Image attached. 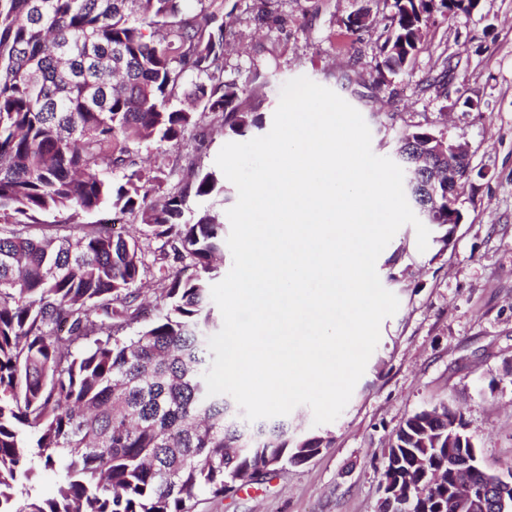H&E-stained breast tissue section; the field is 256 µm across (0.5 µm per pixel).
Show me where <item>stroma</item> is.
I'll return each mask as SVG.
<instances>
[{
    "mask_svg": "<svg viewBox=\"0 0 512 512\" xmlns=\"http://www.w3.org/2000/svg\"><path fill=\"white\" fill-rule=\"evenodd\" d=\"M393 0H226L228 76L267 83L244 100L273 117L282 85L305 76L363 116L374 154L391 156L396 135L442 128L470 146L472 173L454 234L433 224L426 251L402 226L376 270L400 302L343 413L312 423L308 406L287 417L296 435L328 440L308 462L277 469L236 492L202 497L194 512H379L382 461L399 425L445 404L462 413L482 466H512V0H478L468 15L428 22L404 73L390 74L380 47ZM365 16L361 26L349 19ZM229 138L205 117L197 136L145 141L149 174L175 185L189 166L213 171ZM450 235L447 248L437 240Z\"/></svg>",
    "mask_w": 512,
    "mask_h": 512,
    "instance_id": "stroma-1",
    "label": "stroma"
}]
</instances>
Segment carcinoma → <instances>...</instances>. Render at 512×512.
Segmentation results:
<instances>
[{
	"mask_svg": "<svg viewBox=\"0 0 512 512\" xmlns=\"http://www.w3.org/2000/svg\"><path fill=\"white\" fill-rule=\"evenodd\" d=\"M474 0H393L381 46L392 74L405 70L436 11L470 14ZM254 89L225 75L224 0H0V512H190L200 493L222 497L327 446L256 426L239 450L232 397L207 396L209 307L224 256V222L191 197L223 194L224 179L189 168L175 187L149 176L143 141H181L202 116L247 138L264 113L242 109ZM184 96L186 106L174 100ZM445 130L399 137L403 166L433 179L432 223L448 224V185L462 192L470 168L448 176L437 151ZM123 173L114 182L101 164ZM110 207L143 225L139 237L108 226L75 236L32 232L36 216ZM157 268L156 309L140 284ZM136 330L125 335L132 325ZM446 405L408 417L389 444L383 483H411L382 512L476 511L455 496L453 475L472 443ZM57 494L35 491L42 471ZM475 486H512L475 468Z\"/></svg>",
	"mask_w": 512,
	"mask_h": 512,
	"instance_id": "cac0c4a2",
	"label": "carcinoma"
}]
</instances>
